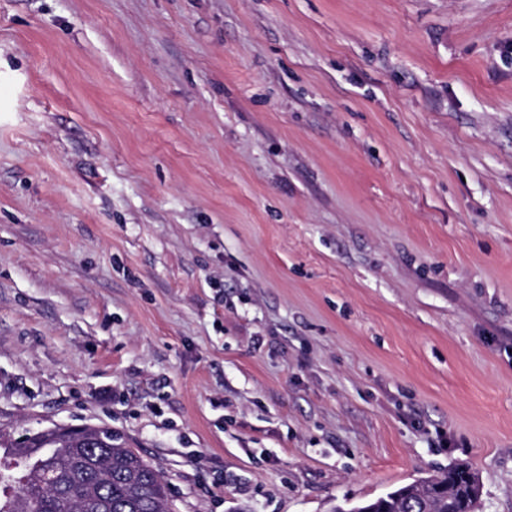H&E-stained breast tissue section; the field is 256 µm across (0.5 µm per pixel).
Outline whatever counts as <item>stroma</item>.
Listing matches in <instances>:
<instances>
[{"label": "stroma", "instance_id": "1", "mask_svg": "<svg viewBox=\"0 0 512 512\" xmlns=\"http://www.w3.org/2000/svg\"><path fill=\"white\" fill-rule=\"evenodd\" d=\"M52 425L173 512H512V0H0V440ZM479 479L468 465L454 464L414 479L376 499L336 505L333 512H475Z\"/></svg>", "mask_w": 512, "mask_h": 512}]
</instances>
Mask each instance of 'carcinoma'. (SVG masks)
I'll list each match as a JSON object with an SVG mask.
<instances>
[{
	"instance_id": "cac0c4a2",
	"label": "carcinoma",
	"mask_w": 512,
	"mask_h": 512,
	"mask_svg": "<svg viewBox=\"0 0 512 512\" xmlns=\"http://www.w3.org/2000/svg\"><path fill=\"white\" fill-rule=\"evenodd\" d=\"M11 447L27 462L0 473V512H169L160 474L118 435L110 448H81L45 429ZM33 448L43 453L31 458ZM478 498L477 474L454 464L333 512H475Z\"/></svg>"
}]
</instances>
